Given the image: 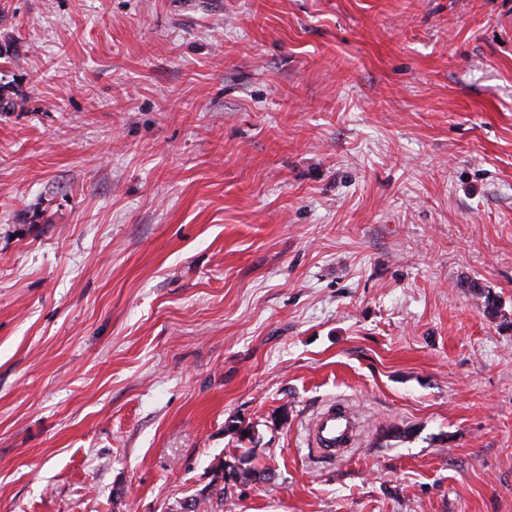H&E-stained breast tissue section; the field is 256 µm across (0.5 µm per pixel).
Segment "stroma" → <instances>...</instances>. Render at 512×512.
<instances>
[{
    "label": "stroma",
    "instance_id": "35a3bbf8",
    "mask_svg": "<svg viewBox=\"0 0 512 512\" xmlns=\"http://www.w3.org/2000/svg\"><path fill=\"white\" fill-rule=\"evenodd\" d=\"M0 47V512H179L236 424L224 512H512V0H0ZM311 430L317 452L329 458L341 456L357 438L352 412L340 404L320 411ZM243 452L236 457H233L232 461H227L226 459L220 461L215 468V472L217 478L214 482L221 481L223 486L216 488L215 491H219L218 496L216 497V501L218 504L224 500V481L225 483L230 480H238L242 478V482L249 480V478L253 480H257L259 478L263 479L266 477L264 470H259L256 466H252L253 461V450L252 448H241Z\"/></svg>",
    "mask_w": 512,
    "mask_h": 512
}]
</instances>
